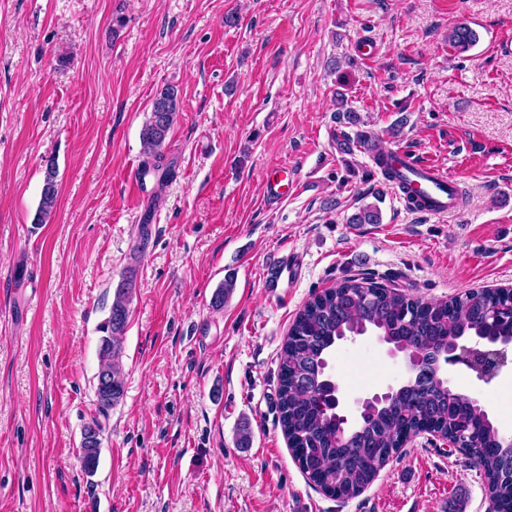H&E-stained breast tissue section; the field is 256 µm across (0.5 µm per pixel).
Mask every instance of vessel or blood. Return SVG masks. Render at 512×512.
Segmentation results:
<instances>
[{
	"label": "vessel or blood",
	"mask_w": 512,
	"mask_h": 512,
	"mask_svg": "<svg viewBox=\"0 0 512 512\" xmlns=\"http://www.w3.org/2000/svg\"><path fill=\"white\" fill-rule=\"evenodd\" d=\"M395 155L412 168L411 186L425 199L429 215L440 217L457 211L458 187L453 176L439 165L413 159L403 150H396Z\"/></svg>",
	"instance_id": "obj_1"
}]
</instances>
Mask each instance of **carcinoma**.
I'll use <instances>...</instances> for the list:
<instances>
[{"mask_svg":"<svg viewBox=\"0 0 512 512\" xmlns=\"http://www.w3.org/2000/svg\"><path fill=\"white\" fill-rule=\"evenodd\" d=\"M477 41L467 26H457L448 43L459 53ZM180 112L179 90L166 84L160 89L143 124V153L162 158L168 135ZM336 120L356 127L359 113L345 96L338 98ZM340 153L356 150L374 154L383 178L404 195L408 208L419 210L424 199L411 187L365 131H342L336 139ZM59 187L56 166L48 160L34 223L44 224L56 208ZM349 224H379L377 204L367 203L347 218ZM135 268L128 269L113 292L108 318L101 325L98 372L109 374V394L96 395V406L106 414L124 396L125 381L120 363L128 306L134 287ZM512 303V292L502 288L472 290L448 301L423 302L366 278L347 279L312 298L298 313L279 357L280 422L288 445L301 469L324 492L348 500L362 493L399 450L402 437L429 424L450 438L460 440L463 451L479 472L494 512H512V435L504 432L485 408L435 380L436 357L448 345L464 337L482 336L495 315ZM362 331L375 332L407 349L425 353L418 377L403 386L389 404L377 408L367 420L340 426L321 381L324 363L336 341ZM102 427L96 420L84 427L81 461L86 474L99 464Z\"/></svg>","mask_w":512,"mask_h":512,"instance_id":"carcinoma-1","label":"carcinoma"}]
</instances>
